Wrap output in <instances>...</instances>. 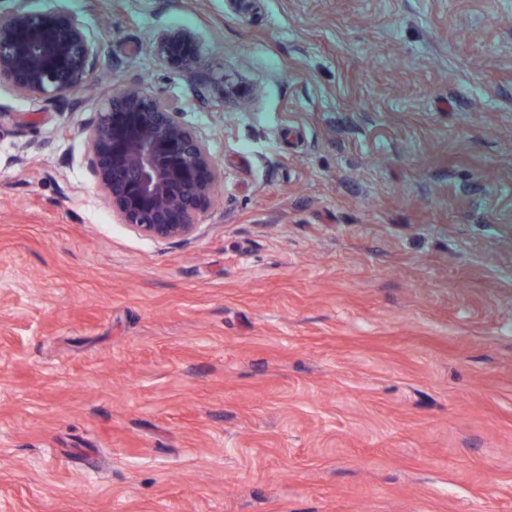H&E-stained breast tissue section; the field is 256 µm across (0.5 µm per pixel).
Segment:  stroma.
<instances>
[{
  "mask_svg": "<svg viewBox=\"0 0 512 512\" xmlns=\"http://www.w3.org/2000/svg\"><path fill=\"white\" fill-rule=\"evenodd\" d=\"M31 6L106 49L97 94L0 89V512H512V0ZM122 84L216 160L189 241L95 186ZM154 53L162 64L187 78L195 77L204 67L195 51V36L188 30L161 32Z\"/></svg>",
  "mask_w": 512,
  "mask_h": 512,
  "instance_id": "obj_1",
  "label": "stroma"
}]
</instances>
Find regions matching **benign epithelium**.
<instances>
[{
	"label": "benign epithelium",
	"mask_w": 512,
	"mask_h": 512,
	"mask_svg": "<svg viewBox=\"0 0 512 512\" xmlns=\"http://www.w3.org/2000/svg\"><path fill=\"white\" fill-rule=\"evenodd\" d=\"M103 51L102 39L73 16L31 12L27 0L0 7V87L52 102L86 87ZM154 53L187 78L204 67L188 30L161 32ZM82 134L98 188L119 223L159 242L195 236L217 168L205 140L172 103L138 85L114 87Z\"/></svg>",
	"instance_id": "7a95c632"
}]
</instances>
